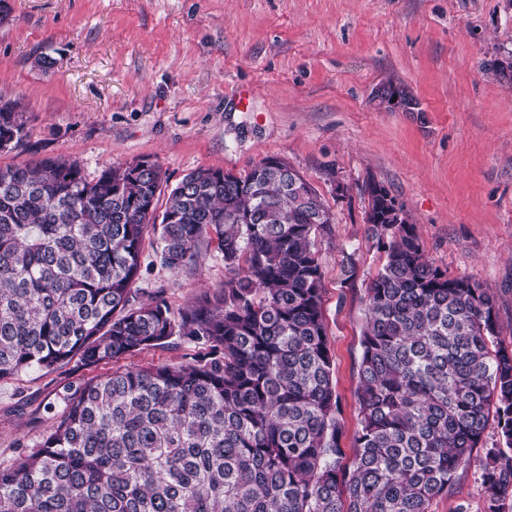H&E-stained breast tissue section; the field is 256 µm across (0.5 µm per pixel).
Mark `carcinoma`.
Instances as JSON below:
<instances>
[{
    "mask_svg": "<svg viewBox=\"0 0 512 512\" xmlns=\"http://www.w3.org/2000/svg\"><path fill=\"white\" fill-rule=\"evenodd\" d=\"M409 94L378 88L389 105ZM26 138L0 100V144ZM367 184V231L385 261L366 287L355 456L322 302L319 192L285 160L235 175L199 168L175 186L147 158L87 180L59 157L0 167V380L78 359L112 363L63 398L32 449L0 464V512H428L481 447L484 512L512 498V349L493 297L424 257L395 197ZM165 208L157 213L162 193ZM161 263L224 256L222 292L173 310L137 301L142 242ZM174 340L191 360L120 361Z\"/></svg>",
    "mask_w": 512,
    "mask_h": 512,
    "instance_id": "cac0c4a2",
    "label": "carcinoma"
}]
</instances>
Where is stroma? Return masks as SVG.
<instances>
[{
  "label": "stroma",
  "instance_id": "stroma-1",
  "mask_svg": "<svg viewBox=\"0 0 512 512\" xmlns=\"http://www.w3.org/2000/svg\"><path fill=\"white\" fill-rule=\"evenodd\" d=\"M511 49L512 0H0V98L28 117L0 166L69 158L91 180L148 157L173 186L285 159L330 209L317 250L350 456L365 289L384 262L369 182L403 204L433 265L493 296L512 347V84L492 71ZM390 84L418 111L378 106ZM141 266L140 299L161 289L176 310L224 284L214 248L173 272L147 237ZM111 371L74 361L0 382V463L41 441L68 387ZM484 461L475 449L430 512H483Z\"/></svg>",
  "mask_w": 512,
  "mask_h": 512
}]
</instances>
